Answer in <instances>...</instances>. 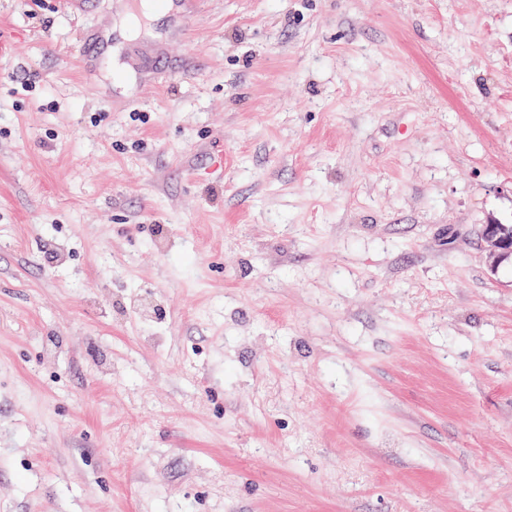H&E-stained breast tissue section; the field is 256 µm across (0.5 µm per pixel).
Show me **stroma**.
<instances>
[{
  "label": "stroma",
  "instance_id": "stroma-1",
  "mask_svg": "<svg viewBox=\"0 0 512 512\" xmlns=\"http://www.w3.org/2000/svg\"><path fill=\"white\" fill-rule=\"evenodd\" d=\"M129 11L0 0V512H512V0ZM482 238L485 243L489 258L492 259L491 267H498L507 259H512V232H509L503 224L490 220L482 225Z\"/></svg>",
  "mask_w": 512,
  "mask_h": 512
}]
</instances>
